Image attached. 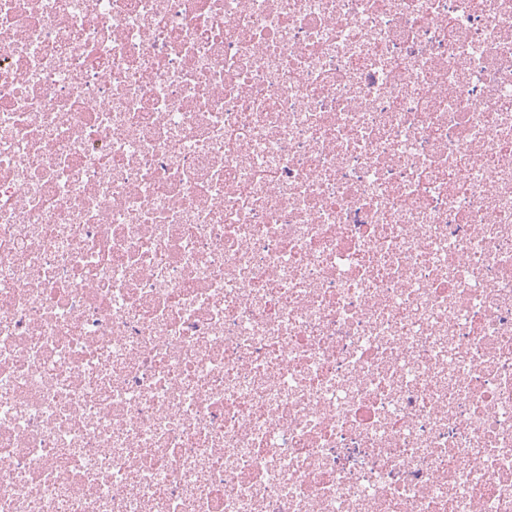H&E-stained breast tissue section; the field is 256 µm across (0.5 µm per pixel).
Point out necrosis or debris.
<instances>
[{"mask_svg": "<svg viewBox=\"0 0 512 512\" xmlns=\"http://www.w3.org/2000/svg\"><path fill=\"white\" fill-rule=\"evenodd\" d=\"M0 512H512V0H0Z\"/></svg>", "mask_w": 512, "mask_h": 512, "instance_id": "4bbe7bcc", "label": "necrosis or debris"}]
</instances>
